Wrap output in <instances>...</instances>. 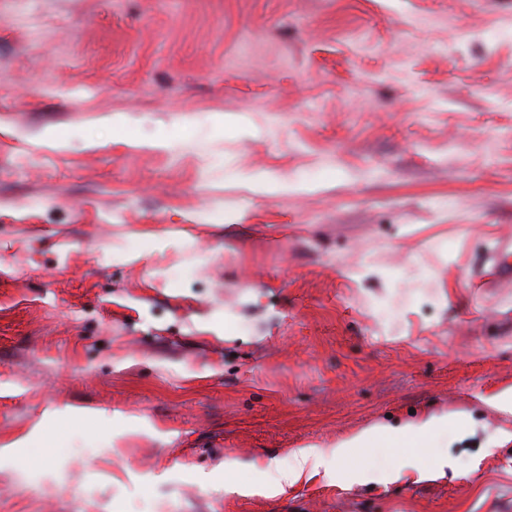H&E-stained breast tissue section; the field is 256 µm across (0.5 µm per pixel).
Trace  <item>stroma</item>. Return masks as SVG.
<instances>
[{"label":"stroma","mask_w":512,"mask_h":512,"mask_svg":"<svg viewBox=\"0 0 512 512\" xmlns=\"http://www.w3.org/2000/svg\"><path fill=\"white\" fill-rule=\"evenodd\" d=\"M504 236L512 0H0V512H503ZM512 240L503 239L496 250L492 253L490 259L493 263L495 272L503 278H512ZM453 419L447 417H430L417 422L406 423L399 427H373L363 430L349 440L336 444V448L329 451L313 450L301 452L296 455L292 465L288 470H283L278 464H272V480L276 487H280L282 482L296 481L302 471L308 466L316 467L324 464L330 459H339L346 453V448L353 445H386L391 446L394 443H408L414 438L425 436L438 430L446 429L452 425Z\"/></svg>","instance_id":"stroma-1"}]
</instances>
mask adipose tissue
I'll return each instance as SVG.
<instances>
[{"mask_svg":"<svg viewBox=\"0 0 512 512\" xmlns=\"http://www.w3.org/2000/svg\"><path fill=\"white\" fill-rule=\"evenodd\" d=\"M452 424L448 417H430L417 422H410L399 427H373L363 430L352 439L338 443L336 448L331 450H313L303 452L295 456L292 465L288 469L273 467L272 480L274 484L296 481L302 471L309 466H319L330 459L341 458L345 455L347 448L356 445H392L395 443H407L414 438L424 436L439 430L449 428Z\"/></svg>","mask_w":512,"mask_h":512,"instance_id":"adipose-tissue-1","label":"adipose tissue"}]
</instances>
